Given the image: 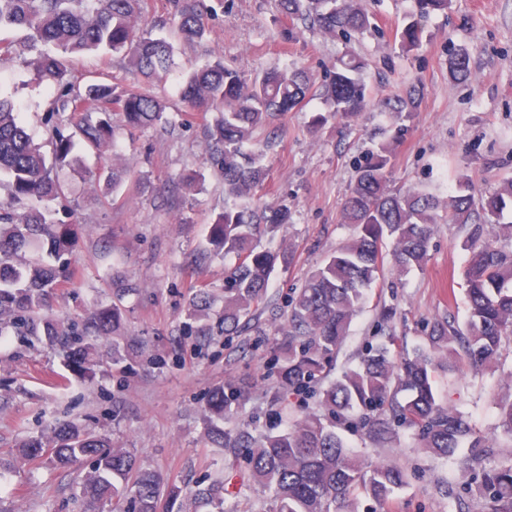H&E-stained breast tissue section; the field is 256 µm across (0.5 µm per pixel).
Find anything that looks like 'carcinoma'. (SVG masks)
I'll use <instances>...</instances> for the list:
<instances>
[{"label": "carcinoma", "instance_id": "cac0c4a2", "mask_svg": "<svg viewBox=\"0 0 512 512\" xmlns=\"http://www.w3.org/2000/svg\"><path fill=\"white\" fill-rule=\"evenodd\" d=\"M278 5L285 16L347 41L371 28L361 0H278ZM219 8L224 0L215 6L205 0H165L164 14L175 29L154 38L139 25L154 9L151 0H0V62L26 64L37 83L54 90L43 121L52 146L49 156L28 132L15 102L0 93V176L7 177V194L0 199L1 343L11 330L30 344H45L85 379L96 376L105 356L119 364L143 353L144 342L125 335L117 304L90 307L75 317L54 311L60 288L78 275L79 243L70 189L58 171L68 167L76 179L102 177L112 189L120 187L129 169L109 163L108 157L117 127L133 132L169 123V106L155 95L153 84L170 71L176 45L200 46L209 39L210 20ZM447 9L448 0H418V18L400 32L402 47L418 49L421 19ZM88 53L114 58L116 68L141 80L131 86L81 85L75 66ZM448 67L454 78L468 79V51L452 52ZM364 69L365 63L352 54L337 59L321 91L329 111L347 122L373 104L400 117L416 111L420 87L411 85L373 102ZM311 88V77L302 69H266L246 79L221 60L207 61L182 77L180 98L210 115L200 128L204 160L221 175L224 197L232 202L211 217L210 239L224 255L237 259L224 272L219 321L210 320L214 294L199 288L185 313L184 335L227 341L241 335L267 301L277 260L293 258L257 250V239L275 235L291 211L286 205L260 203L268 145L247 152L244 144L255 142L274 117L298 110ZM78 145L104 164L94 171L83 166L73 157ZM393 152L394 139L389 138L357 167L341 205L342 221L352 234L293 292L285 339L273 348V381L262 398L277 405L291 394L312 392L319 395V410L256 437L248 421L224 427L254 393L253 383L227 382L209 396L205 438L239 464L236 476L270 493L267 512H357L361 497L372 500L379 512L407 483L408 474L361 460L340 431L360 432L385 448L402 427L414 429L418 447L441 458L468 445L469 464L481 474L491 512H512V467L482 466L492 446L462 413L439 402L432 381L433 372L453 371L463 362L474 371L493 367L512 344V249L493 243L496 226L512 238V223H501L504 212H512V180L477 196L464 178L458 194L444 205L448 223L464 232L462 247L468 252L465 324L451 315L434 319L428 323V349L410 355L392 326L396 308L384 305L378 313L383 339L367 344L356 367L330 378L366 291L386 267L404 273L423 266L429 256L441 202L431 194L390 188ZM18 448L22 460L45 456L61 468L88 463L80 486L81 512H102L108 503L113 512H160L162 475L105 434L64 420L50 425L47 436L22 439ZM225 491L226 478L220 477L200 482L186 496L169 486L167 499L172 507L184 496L210 512H234L224 508Z\"/></svg>", "mask_w": 512, "mask_h": 512}]
</instances>
